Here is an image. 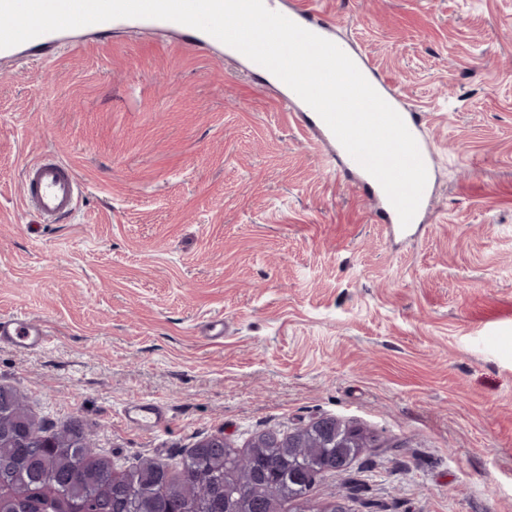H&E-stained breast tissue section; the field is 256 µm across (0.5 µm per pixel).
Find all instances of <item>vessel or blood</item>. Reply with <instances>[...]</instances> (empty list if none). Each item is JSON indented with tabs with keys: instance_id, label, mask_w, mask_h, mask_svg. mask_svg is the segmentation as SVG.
Masks as SVG:
<instances>
[{
	"instance_id": "b4317fda",
	"label": "vessel or blood",
	"mask_w": 512,
	"mask_h": 512,
	"mask_svg": "<svg viewBox=\"0 0 512 512\" xmlns=\"http://www.w3.org/2000/svg\"><path fill=\"white\" fill-rule=\"evenodd\" d=\"M284 12L295 23L322 37L327 36L332 27L331 17L321 7L319 0H296ZM360 71L379 95L393 108L398 109L418 143L425 165H432L434 154L423 135L422 113L402 107L397 91L368 60H361ZM336 162L342 172L357 177L358 189L375 204L381 223H398V214L381 185L344 148H337ZM81 188L82 184L71 167L51 154L27 163L23 169L22 199L30 212L42 223H52L70 215ZM47 340L48 332L43 321L26 314L0 317V344H7L25 352L42 348ZM125 416L131 425L154 427L161 422L163 411L154 403L138 400L129 403Z\"/></svg>"
}]
</instances>
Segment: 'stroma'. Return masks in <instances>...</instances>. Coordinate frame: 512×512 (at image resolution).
Masks as SVG:
<instances>
[{
    "label": "stroma",
    "instance_id": "obj_1",
    "mask_svg": "<svg viewBox=\"0 0 512 512\" xmlns=\"http://www.w3.org/2000/svg\"><path fill=\"white\" fill-rule=\"evenodd\" d=\"M335 37L426 113L434 191L392 234L277 83L224 46L116 25L0 60V385L116 470L245 450L324 417L374 437L312 512H512V0H323ZM85 186L37 223L23 167ZM224 336H204L211 318ZM135 399L165 422L121 417ZM48 336L45 323L29 315L0 317V344H8L19 351H33L42 348Z\"/></svg>",
    "mask_w": 512,
    "mask_h": 512
}]
</instances>
